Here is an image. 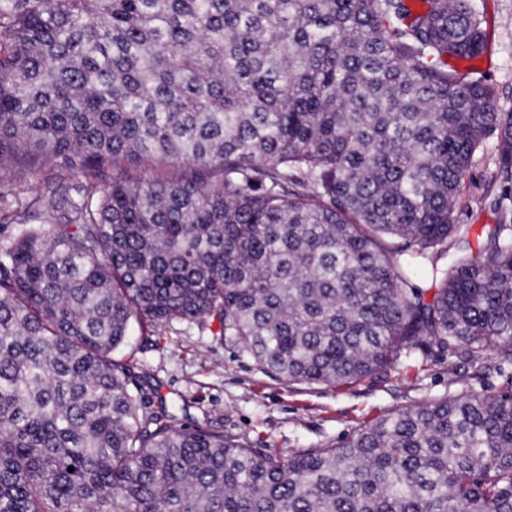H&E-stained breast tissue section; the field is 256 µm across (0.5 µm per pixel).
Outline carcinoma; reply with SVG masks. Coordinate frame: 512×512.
<instances>
[{
  "instance_id": "obj_1",
  "label": "carcinoma",
  "mask_w": 512,
  "mask_h": 512,
  "mask_svg": "<svg viewBox=\"0 0 512 512\" xmlns=\"http://www.w3.org/2000/svg\"><path fill=\"white\" fill-rule=\"evenodd\" d=\"M479 0H0V512H512V389L287 458L183 421L115 356L233 337L349 386L423 340L512 366V208L456 203L512 112ZM431 279L421 286L419 274ZM74 471H68V467ZM502 187L495 142L490 139L485 149L475 156L457 202V221L471 225L469 240L474 253L482 244L488 225L498 221L495 201Z\"/></svg>"
}]
</instances>
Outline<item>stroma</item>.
<instances>
[{"label":"stroma","mask_w":512,"mask_h":512,"mask_svg":"<svg viewBox=\"0 0 512 512\" xmlns=\"http://www.w3.org/2000/svg\"><path fill=\"white\" fill-rule=\"evenodd\" d=\"M485 4L488 48L477 69L493 88L497 108L512 112V0ZM502 187L490 141L475 156L457 202V221L469 225L472 248L498 221ZM121 354L166 405L187 404L191 420L240 443L262 442L283 456L338 441L389 410L460 393L473 372L470 364L424 344L373 380L345 387L289 382L264 373L240 344L187 322L133 333Z\"/></svg>","instance_id":"stroma-1"}]
</instances>
